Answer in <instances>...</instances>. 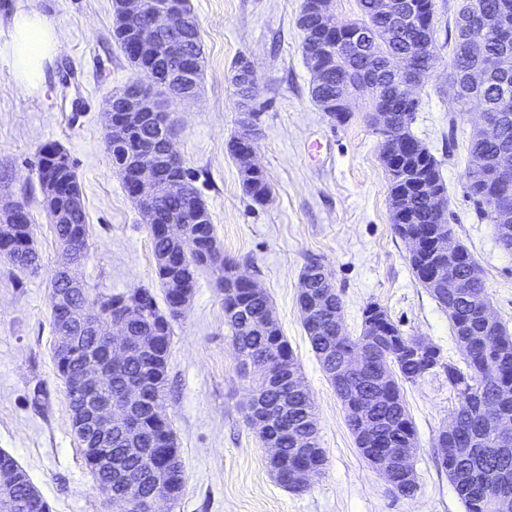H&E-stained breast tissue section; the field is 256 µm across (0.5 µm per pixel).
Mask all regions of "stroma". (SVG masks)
I'll list each match as a JSON object with an SVG mask.
<instances>
[{"label": "stroma", "mask_w": 512, "mask_h": 512, "mask_svg": "<svg viewBox=\"0 0 512 512\" xmlns=\"http://www.w3.org/2000/svg\"><path fill=\"white\" fill-rule=\"evenodd\" d=\"M461 0H435L437 67L418 89L414 134L430 149L448 186V219L472 253L491 308L512 329V251L480 219L464 188L468 139L476 114L448 126L454 93L448 81L456 11ZM302 0H189L204 48L195 98L169 102L177 124L174 148L194 171L226 258L239 263L270 298L317 410L323 468L300 492L272 475L269 450L245 421L251 376L239 369L223 296L211 271L196 274L185 314L173 324L164 402L184 463V487L169 512H464L441 468L435 437L458 404L445 372L404 383L418 448V490L404 497L360 454L342 404L313 352L297 305L300 274L316 259L333 275L349 335L362 310L379 304L407 336L440 347L462 364L447 310L414 277L408 245L392 230L388 175L380 137L368 122V99L354 98L345 123H332L312 101L297 25ZM35 11L54 28L59 51L46 61L39 90L19 85L6 43L16 12ZM254 66L251 103L258 137L255 161L272 195L255 204L241 187L227 143L241 109L231 82L236 61ZM112 38V0H0V203L30 213L38 270L0 262V451L26 471L53 512H113L96 487L75 441L65 386L52 355L50 281L63 263L37 178L40 147L61 145L83 193L89 251L76 273L91 293L162 290L147 225L123 188L106 142L105 103L135 78ZM319 144L318 159L308 147Z\"/></svg>", "instance_id": "obj_1"}]
</instances>
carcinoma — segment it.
I'll list each match as a JSON object with an SVG mask.
<instances>
[{"label":"carcinoma","mask_w":512,"mask_h":512,"mask_svg":"<svg viewBox=\"0 0 512 512\" xmlns=\"http://www.w3.org/2000/svg\"><path fill=\"white\" fill-rule=\"evenodd\" d=\"M501 0H462L458 14L470 19L473 39L465 44L453 43L449 57L450 68L461 73L460 91L451 112H462L469 97L482 96L493 106H502L506 119L492 139L465 141L467 164L465 167L466 192L478 208L481 218L494 224L498 239L507 250L512 249V211H493L487 206L485 190L501 163L503 152L512 149V44L506 46L499 39L484 31L485 20L496 14ZM154 9H166L175 13L190 11L188 0H150ZM112 35L131 63L138 69L147 65L171 76L168 86L159 89L138 79L129 81L119 94L112 95L113 120L107 132V147L112 163L125 168L132 176L139 161L161 151L163 140L172 131L176 121L168 112H145L135 122L128 120L120 111L124 96H156L184 101L193 95L191 89L202 78V68H197L188 79L183 71L188 61L203 56L199 27L192 24L175 29H164L157 35L156 48L152 52L139 53L134 42L132 22L120 10L118 0H112ZM297 24L302 34L317 37L326 45L321 65L323 78L311 82L310 96L317 106L322 100L336 96V83H348L357 92L370 97L371 110L387 107L386 96L369 89L371 73L381 70L385 75L397 67L402 46L386 36L379 27L372 32L366 53L360 58L347 57L336 50V33L320 34L312 17L301 14ZM177 43V53H162L159 48ZM495 57L501 68L489 75L482 88L471 85L467 71L480 59ZM420 101L410 103L394 112V119L385 131L378 132L381 153L391 151L393 141L403 140L407 150L402 155L398 176L389 177L390 212L406 213L405 223L393 225L396 236L407 241L409 237L420 239L421 247L408 251V262L416 279L430 292L439 305L446 309L455 306L448 315L454 340L466 345L465 367L460 368L444 361L439 347L426 343L413 348L414 339L403 335L399 326L379 305L371 303L362 312V326L376 324L390 337L387 349L369 350L365 370L354 375H342L337 366L350 352V347L363 341L364 334L353 338L344 330L336 329L329 313L342 309V301L336 292L331 276L315 260L309 261L302 270L301 278L309 281L311 292L324 298L323 308L313 315H301L310 345L322 368L336 390L345 411L349 428L355 435L357 448L363 457L376 465L377 458L388 450L417 448V435L412 418L406 407L400 381L415 382L438 368L448 373V383L457 394L458 407L453 413L457 423L455 436L448 429L439 430L435 447L446 448L441 467L448 473L465 512H502L498 504L512 502V444L501 443L497 433L486 426L480 406L495 407L504 416L512 417V335L501 321L491 324L482 315L483 308L490 306L485 282L469 277L468 268L457 272L459 287L440 290L428 284L430 265L436 262L427 242L435 225L425 195L420 191L423 177L432 179L438 191L448 195L437 159L413 134L411 124ZM233 134L228 151L239 165L242 188L250 199L259 205L266 203L271 186L264 171L252 172L241 158L242 147ZM37 175L43 202L59 211L53 224L55 237L64 256L71 263L81 261L88 250L89 228L82 204L81 190L75 165L68 153L54 143L44 144L38 153ZM193 173L181 159L166 162L163 167L162 194L154 203L156 221L148 225L155 258L171 255L172 264L155 263V275L164 291L165 309H160L150 292L138 291L144 298L143 314L127 326L128 335L136 341L144 336L157 337L152 353L133 351L123 363L108 366L105 389L113 401L126 406L127 416L137 419L146 427L138 437V452L129 453V438L123 426L112 428V446L102 452L112 456L122 471L132 479L131 499L142 500L163 491L172 500H178L184 483V465L176 446L171 423L157 422L154 407L162 405L167 382L168 358L173 336L172 322L180 315L172 314L171 307L180 293L192 294L195 274L199 269H209L216 276L220 291L224 293V312L243 308L245 315L228 319L233 345L237 351L241 369L250 367L259 372L272 371L275 358L285 356L294 362L288 342L279 324L269 317L271 304L265 293L253 291L251 285L234 278L233 270L238 263L224 259L217 240L214 224L208 208L192 186ZM177 221L185 228L188 242L182 244L160 233L164 224ZM1 224L9 225V241L0 244V258L12 266L36 269L40 256L35 247L33 224H11L0 218ZM65 293L62 304H52L51 321L58 328L62 310L70 308L71 323L82 322L81 309L87 304H98L105 318L113 319L118 304L127 294L117 293L108 297H93L86 288H75L68 294L65 277L57 272L52 278V295ZM98 343L96 337L81 333L79 345L71 351L70 363L63 365L58 354H53L57 371L63 379L68 403H73L75 382L80 366V350L84 345ZM131 383L141 385L142 394L137 400L123 399V388ZM253 392L274 412L279 404L288 408L281 417L278 439L282 454L275 468L280 472L279 483L295 492L302 488L289 481L288 473L301 467L320 470L325 465V455L315 454L308 448H296L292 434L317 433V414L309 391L295 390L285 379L261 376L253 386ZM366 412L376 421V431L365 439L358 435L359 415ZM0 471L16 472L14 492L28 491L30 478L19 469L16 459L0 451ZM384 478L404 497H412L418 489L416 478L405 480L398 473H386Z\"/></svg>","instance_id":"1"}]
</instances>
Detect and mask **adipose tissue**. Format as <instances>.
Here are the masks:
<instances>
[{
  "label": "adipose tissue",
  "mask_w": 512,
  "mask_h": 512,
  "mask_svg": "<svg viewBox=\"0 0 512 512\" xmlns=\"http://www.w3.org/2000/svg\"><path fill=\"white\" fill-rule=\"evenodd\" d=\"M58 48L53 28L43 17L23 12L15 16L7 50L14 78L26 89L41 85L44 64Z\"/></svg>",
  "instance_id": "obj_1"
}]
</instances>
